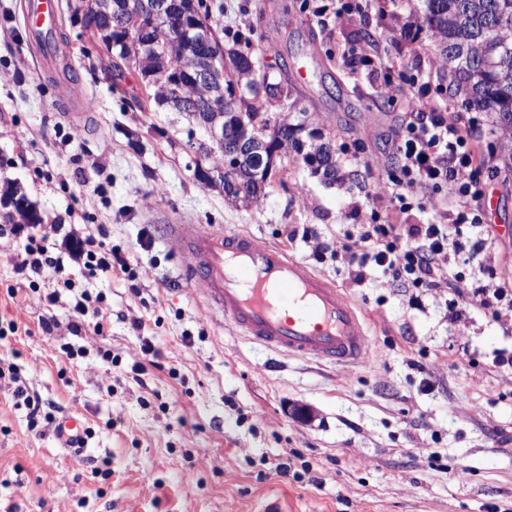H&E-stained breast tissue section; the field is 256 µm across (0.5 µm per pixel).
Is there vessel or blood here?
Wrapping results in <instances>:
<instances>
[{
  "label": "vessel or blood",
  "mask_w": 512,
  "mask_h": 512,
  "mask_svg": "<svg viewBox=\"0 0 512 512\" xmlns=\"http://www.w3.org/2000/svg\"><path fill=\"white\" fill-rule=\"evenodd\" d=\"M54 13L55 0H30L26 13L28 42L47 56L58 49ZM172 233L189 287L250 339L337 365L365 359L369 340L355 304L302 262L245 234L197 224L173 225ZM54 438L60 447L79 451L86 444L85 421L73 414L62 417Z\"/></svg>",
  "instance_id": "b4317fda"
}]
</instances>
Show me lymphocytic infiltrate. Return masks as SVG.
Masks as SVG:
<instances>
[{
    "instance_id": "obj_1",
    "label": "lymphocytic infiltrate",
    "mask_w": 512,
    "mask_h": 512,
    "mask_svg": "<svg viewBox=\"0 0 512 512\" xmlns=\"http://www.w3.org/2000/svg\"><path fill=\"white\" fill-rule=\"evenodd\" d=\"M412 85L415 109L397 135L399 174L392 180L393 191L405 205L421 191L446 188L457 210L454 223L414 224L404 236L396 225L375 224L353 244L342 245L337 255L356 278L376 266L404 287L428 290L439 287L449 253L464 248L460 237L450 236V228H476L485 221L484 192L476 179L484 162L472 144V126L450 118V101L431 97L425 77L413 78Z\"/></svg>"
}]
</instances>
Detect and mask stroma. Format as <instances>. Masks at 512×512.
I'll return each instance as SVG.
<instances>
[{
    "label": "stroma",
    "instance_id": "obj_1",
    "mask_svg": "<svg viewBox=\"0 0 512 512\" xmlns=\"http://www.w3.org/2000/svg\"><path fill=\"white\" fill-rule=\"evenodd\" d=\"M69 2L58 0L64 50L92 105L75 115L26 45L23 0H0V192L20 183L45 225L102 238L128 266L93 273L42 227L0 229V365L32 398L13 399L0 380V512H512V370L497 363L512 354V320H493L475 294L486 269L512 278V176L482 178L487 245L451 256L450 287L401 288L377 267L359 281L318 251L374 222L455 218L445 193L406 211L388 192L412 89L348 57L397 51L407 72L447 85L435 43L406 35L417 0L342 18L338 0H221V24L267 47L271 82L287 78L307 131L331 142L346 175L330 184L288 160L248 208L196 179L202 130L185 113L135 107L140 71L113 77ZM174 224L252 235L332 281L365 318L367 360L284 356L225 325L187 287ZM32 235L63 273H17ZM84 291L102 299V334L69 330ZM66 342L78 355L66 357ZM297 406L312 419L293 417ZM66 413L89 426L74 455L53 437Z\"/></svg>",
    "mask_w": 512,
    "mask_h": 512
}]
</instances>
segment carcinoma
<instances>
[{"instance_id": "1", "label": "carcinoma", "mask_w": 512, "mask_h": 512, "mask_svg": "<svg viewBox=\"0 0 512 512\" xmlns=\"http://www.w3.org/2000/svg\"><path fill=\"white\" fill-rule=\"evenodd\" d=\"M422 4L419 31H425L439 49V57L451 74L454 94L462 98L469 109L493 115L497 132L499 162L512 172V0H420ZM116 57L124 65L137 66L144 50L126 34L108 32ZM245 50L225 51L230 66L225 71L224 86L237 84L240 95H228L224 102L209 104L204 100L205 90L194 85L186 93L198 99L194 111L195 122L202 123L209 113L224 114V151L214 157V164L224 168V198L240 206H248L260 199L256 187L255 170L239 165L230 154V147L240 138H258L278 149L286 146L304 163L323 170V175L336 179L337 163L333 160L331 144H305L296 138L298 125L289 120L284 108L256 101L245 90L266 83V49L252 46L250 35L242 31L234 37ZM194 53L184 47L158 49L147 77V100L161 107L168 106L163 89L183 81L182 69L193 64ZM32 208L24 212L11 209L0 213L6 224H27Z\"/></svg>"}]
</instances>
